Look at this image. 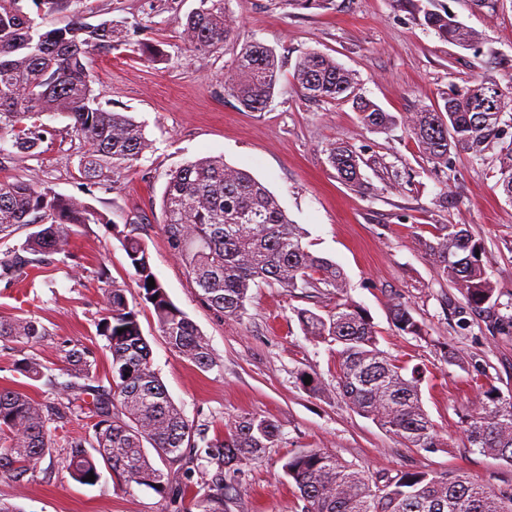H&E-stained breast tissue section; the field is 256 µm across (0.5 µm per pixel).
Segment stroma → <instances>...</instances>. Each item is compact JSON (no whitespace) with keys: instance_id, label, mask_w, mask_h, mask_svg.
Segmentation results:
<instances>
[{"instance_id":"1","label":"stroma","mask_w":512,"mask_h":512,"mask_svg":"<svg viewBox=\"0 0 512 512\" xmlns=\"http://www.w3.org/2000/svg\"><path fill=\"white\" fill-rule=\"evenodd\" d=\"M198 0H69L49 9L22 0L24 12L51 28L81 21L112 20L118 45L95 56L92 87L99 103L145 126L152 143L137 160L112 168L104 185L83 183L82 148L66 132L67 118L43 115L48 132L36 156L13 155L0 143V180L48 184L107 216L74 236V261L27 270L19 281L0 280V315L27 314L49 331L36 345L0 341V386H14L43 399L42 383L13 369L16 360L38 358L64 366L74 344L92 348L99 369L110 353L96 326L104 315V283L94 275L106 266L126 286L139 310L151 365L186 420L209 432L224 430L238 416L256 414L281 427L278 446L244 467L224 501V512H301L294 482L282 470L290 452L318 448L379 478L407 470L456 471L495 492L512 491V466L468 448L462 415L484 390L512 397V334L499 331L484 313L458 319L462 294L448 285L421 247L423 231L458 224L484 247L482 260L495 284L499 312L512 304V203L497 185V148L477 160L451 152L447 164L423 160L410 132L366 129L346 102L308 99L294 72L301 56L319 51L355 72L362 93L384 111L408 115L437 106L453 90L477 79L512 88V0H333L325 9L302 10L285 0H230L238 42H260L277 56L280 79L269 106L245 111L227 94L234 46L217 53L188 52L182 39ZM448 11L475 30L478 41H443L425 25L424 9ZM346 142L361 153L364 185L353 188L327 162L331 143ZM203 157H220L260 181L288 218L306 232L313 254L340 266L347 295L366 309L390 358L421 366L424 409L439 444L407 446L378 423L353 410L340 393L335 347L304 336L298 310L318 314L337 301L329 291L315 298L273 283L252 287L240 319L217 316L196 288L162 230L161 200L172 171ZM134 230L148 244L153 271L170 299L207 337L218 359L203 371L173 351L153 310L141 303L124 250L108 225ZM399 296L424 337L399 333L389 303ZM450 349L462 366L446 363ZM317 382L309 391L303 376ZM64 449H54L39 473L21 478L0 473V503L16 512H185L188 500L119 480L101 468L84 485L63 467Z\"/></svg>"}]
</instances>
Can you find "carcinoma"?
<instances>
[{
    "instance_id": "obj_1",
    "label": "carcinoma",
    "mask_w": 512,
    "mask_h": 512,
    "mask_svg": "<svg viewBox=\"0 0 512 512\" xmlns=\"http://www.w3.org/2000/svg\"><path fill=\"white\" fill-rule=\"evenodd\" d=\"M20 2L0 0V139H10L13 154L34 156L46 141L39 117L64 116L70 120V135L84 148L80 177L99 184L109 165L135 160L151 147L144 127L123 112L100 107L92 88L91 55L112 50V21L46 29L23 12ZM226 4L199 0L183 26L190 51L217 52L233 39L236 20ZM424 23L450 43L475 39L474 32L446 11H424ZM295 78L308 98L352 102L367 128L385 132L406 124L421 154L434 165L448 164L453 149L481 157L491 144L501 145L498 186L512 202V123L504 119L512 96L498 92L496 82H476L463 93L444 97L443 105L406 118L363 97L354 74L321 53L304 54ZM278 81L274 51L251 42L233 59L225 91L244 109L259 112L270 103ZM327 161L346 185H364L363 159L354 147L333 145ZM161 206L164 233L199 298L224 317L244 313L249 291L259 280L289 292L326 287L339 295L346 287L343 270L304 246L305 231L288 220L274 195L249 172L222 158H201L175 170ZM106 223L88 203L47 185L0 180V241L27 231L20 246L0 253V278L10 282L53 255L63 263L73 259L70 242L78 230ZM112 232L133 270L139 298L152 307L168 344L201 370L216 366L206 337L170 300L160 281L148 287L154 272L146 243L117 224ZM421 244L441 277L464 296L460 321L470 310L512 328V315L499 314L491 304L495 285L482 257L476 256L483 247L468 230L439 224L432 238H421ZM98 278L107 283L97 335L110 353L108 372L99 376L94 352L83 345L66 351L69 381H57L34 357L16 362L15 370L32 381H44L51 397L35 400L18 388L0 387V469L19 475L35 472L52 449L67 448L66 469L81 484L90 474L99 476L104 465L126 482L159 489L165 474L153 466L145 445L172 461L181 458L187 446L215 467L204 489L193 488L189 480L179 489L180 497L191 499L187 512H224V495L231 489L224 473L240 472L265 449L277 446L279 425L269 417L245 414L227 432L210 438L206 429L189 424L152 369L139 312L129 305L126 288L113 283L106 268L99 269ZM389 313L397 331L426 335L406 303L391 300ZM296 318L304 335L337 346L338 384L351 408L409 447L437 446L434 424L421 400L422 369L409 371L379 349L366 310L342 297L324 316L303 309ZM47 335V328L35 319L0 316V341L37 344ZM81 414L90 421L92 435L59 433L70 417ZM464 434L469 447L512 465V399L486 389L464 420ZM283 471L294 481L304 512H512V495L497 494L453 471H405L372 480L319 449L291 453Z\"/></svg>"
}]
</instances>
